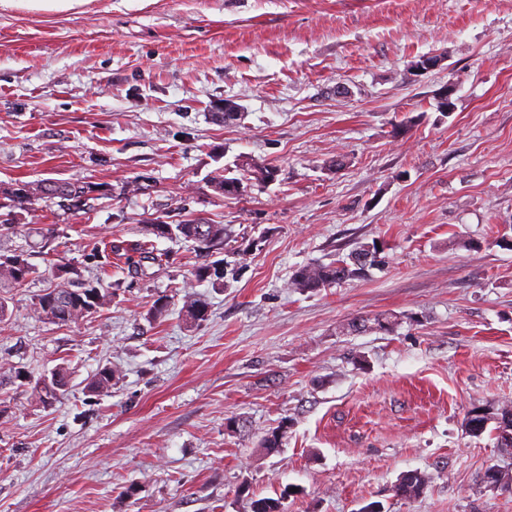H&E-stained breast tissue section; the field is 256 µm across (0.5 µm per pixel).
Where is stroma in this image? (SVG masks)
Listing matches in <instances>:
<instances>
[{
	"label": "stroma",
	"mask_w": 512,
	"mask_h": 512,
	"mask_svg": "<svg viewBox=\"0 0 512 512\" xmlns=\"http://www.w3.org/2000/svg\"><path fill=\"white\" fill-rule=\"evenodd\" d=\"M227 168L241 194L213 190ZM42 179L101 194L36 201L0 237L34 267L0 320V512H512L481 481L512 456L464 428L512 406V0H0V186ZM192 218L225 226L221 249L149 231ZM112 243L162 262L134 272ZM373 243L368 276L290 287ZM60 265L109 305L35 318ZM58 366L67 392L32 400ZM409 470L428 486L397 498Z\"/></svg>",
	"instance_id": "1"
}]
</instances>
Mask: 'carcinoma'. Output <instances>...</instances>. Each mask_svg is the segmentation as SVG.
I'll use <instances>...</instances> for the list:
<instances>
[{
    "label": "carcinoma",
    "instance_id": "cac0c4a2",
    "mask_svg": "<svg viewBox=\"0 0 512 512\" xmlns=\"http://www.w3.org/2000/svg\"><path fill=\"white\" fill-rule=\"evenodd\" d=\"M213 189L221 194H237L242 191V183L237 178H228L222 174L211 180ZM97 191V186L91 182L71 183L41 180L39 182H16L11 187L0 192L3 200L0 209L6 208V217L0 219V235L15 229L12 216L15 210H26L28 205L38 199H59L61 206L69 210H79L86 205L88 196ZM151 230L160 237L183 239L191 241L199 253L208 254L224 244V225L204 224L188 220L182 224L157 223L151 225ZM376 251L368 247H360L349 254L339 256L330 264L311 263L298 268L290 281V287L299 289L326 288L332 284L366 275L368 268L375 262ZM34 268L28 262L23 252L10 256H0V320L8 316V305L5 293L10 288L23 285L33 274ZM59 283L36 295L32 303L34 316L42 321L69 325L77 323L94 315L106 304L105 295L101 289L86 283L74 284L68 277L66 268L58 269ZM183 312L186 320L199 322L207 316V306L202 299L192 291H185L183 297ZM113 372L106 368L101 370L90 383L89 389L94 392H104L112 389ZM68 383V376L63 368L51 373L30 386V397L45 403L57 395ZM480 415L471 422H464L466 432L472 437H481L490 432L497 438V447H502L504 434L512 435V408L503 407L495 412L477 408ZM288 432V421L281 422L269 431L263 438L262 444L269 452L281 449ZM428 477L421 471L411 470L400 475L393 492L401 499H416L425 490ZM250 512H282V500L277 498H253L250 501Z\"/></svg>",
    "mask_w": 512,
    "mask_h": 512
}]
</instances>
